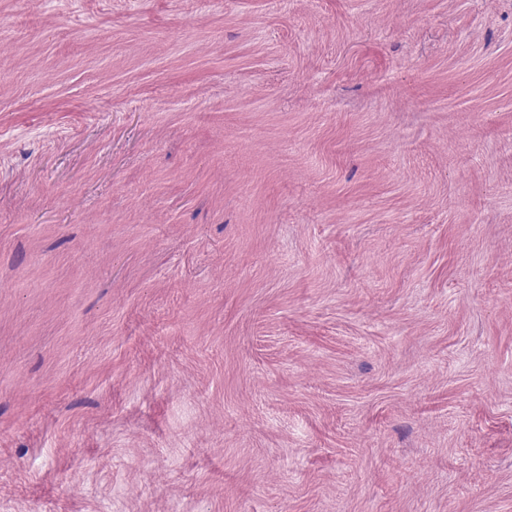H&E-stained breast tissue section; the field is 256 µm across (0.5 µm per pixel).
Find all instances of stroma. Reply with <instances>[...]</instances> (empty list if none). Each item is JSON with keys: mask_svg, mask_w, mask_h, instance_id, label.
Here are the masks:
<instances>
[{"mask_svg": "<svg viewBox=\"0 0 512 512\" xmlns=\"http://www.w3.org/2000/svg\"><path fill=\"white\" fill-rule=\"evenodd\" d=\"M0 512H512V0H0Z\"/></svg>", "mask_w": 512, "mask_h": 512, "instance_id": "1", "label": "stroma"}]
</instances>
